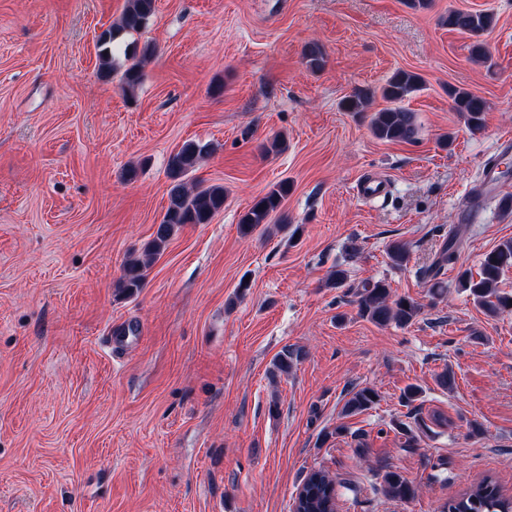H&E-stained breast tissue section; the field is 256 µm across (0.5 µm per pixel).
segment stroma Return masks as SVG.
I'll list each match as a JSON object with an SVG mask.
<instances>
[{
	"label": "stroma",
	"instance_id": "1",
	"mask_svg": "<svg viewBox=\"0 0 512 512\" xmlns=\"http://www.w3.org/2000/svg\"><path fill=\"white\" fill-rule=\"evenodd\" d=\"M124 4L0 0V512H291L314 469L334 478L337 512H440L487 477L512 498V313L486 316L459 286L512 238V212L492 199L457 222L512 134V0H156L132 36L156 53L130 95L101 78L97 50ZM452 9L494 11L492 66L449 27ZM399 70L422 79L403 102L414 143L374 136L382 98L341 105ZM453 89L485 100L479 131ZM277 136L285 150L265 153ZM188 140L213 146L194 176L223 186L224 207L176 230L125 294L123 265L153 239L168 158ZM367 177L385 198L357 196ZM282 181L280 212L242 234ZM456 229L431 297L424 271ZM395 240L410 245L400 267ZM338 267L349 277L333 288ZM380 279L420 304L412 324L360 316L358 291ZM287 347L302 356L283 374ZM364 387L380 402L344 415ZM391 470L413 500L383 495ZM289 188L288 182H280L256 198L240 219L242 229L251 232L262 224H268L270 216L281 209Z\"/></svg>",
	"mask_w": 512,
	"mask_h": 512
}]
</instances>
